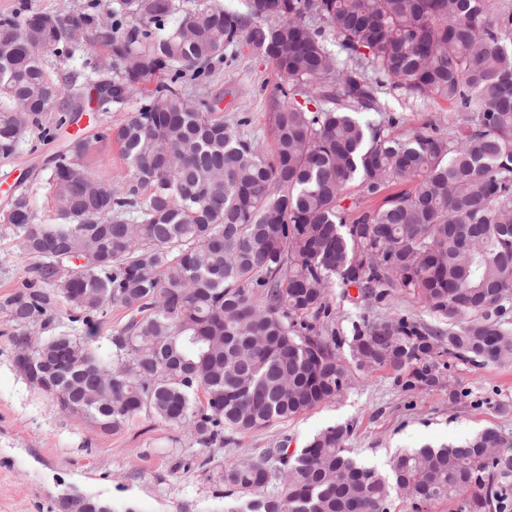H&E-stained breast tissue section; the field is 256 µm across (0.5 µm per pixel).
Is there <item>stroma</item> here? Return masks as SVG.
I'll return each mask as SVG.
<instances>
[{
  "label": "stroma",
  "mask_w": 512,
  "mask_h": 512,
  "mask_svg": "<svg viewBox=\"0 0 512 512\" xmlns=\"http://www.w3.org/2000/svg\"><path fill=\"white\" fill-rule=\"evenodd\" d=\"M102 61V53L93 50L70 58L50 53L44 57L46 71L60 83L74 73L95 76ZM282 82L274 63L241 39L225 49L224 61L216 65L209 84L189 80L182 92L191 99L214 101L226 126L268 149L269 114L279 101ZM378 97L385 111H365L361 117L376 124L397 117L389 129L394 136L432 124L444 131L458 115L439 99H409L386 88ZM66 135V130H58L56 140L49 142L31 127L12 155H0V173L21 179L34 223L56 221L51 159ZM22 240L21 230L0 223V512H57L58 500L67 495L99 500L112 512H236L246 497L226 496L219 472L283 445L301 448L320 430L342 423L353 426L347 445L354 456L382 471L398 452L460 440L486 427L497 428L505 450H512V363L477 367L453 362L452 379L467 392L455 402L444 385L405 391L390 370L355 373L335 399L210 449L211 464L204 470L190 463L192 456L205 451L185 431L141 416L117 433H102L88 420L60 413L54 398L30 383L14 364L12 337L17 327L6 301L21 287L31 262ZM330 302L333 316L328 326L340 336L350 335L353 324L402 315L429 328L448 326L446 318L400 291L378 300L361 297L354 287H335Z\"/></svg>",
  "instance_id": "stroma-1"
}]
</instances>
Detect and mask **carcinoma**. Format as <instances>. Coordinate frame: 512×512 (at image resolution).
I'll list each match as a JSON object with an SVG mask.
<instances>
[{
    "instance_id": "cac0c4a2",
    "label": "carcinoma",
    "mask_w": 512,
    "mask_h": 512,
    "mask_svg": "<svg viewBox=\"0 0 512 512\" xmlns=\"http://www.w3.org/2000/svg\"><path fill=\"white\" fill-rule=\"evenodd\" d=\"M122 2L123 16L146 22L123 38L116 13L92 4L53 19L122 50L112 55L117 80H101L110 88L103 111L129 95L137 108L115 130L74 135L56 156L51 185L62 223H32L24 194L0 212L36 259L7 301L21 327L15 355L32 359L28 380L60 412L91 418L105 434L144 416L222 448L336 397L353 366L388 369L413 391L449 378L452 360L512 362V329L501 320L512 299L511 10L493 0H248L246 22L202 0L162 34L172 0ZM43 16L0 18L2 155L47 112L59 113L58 130L79 120L80 92L64 108L48 96L59 87L43 56L70 58L80 45L49 36L42 52H30ZM327 30L348 63L328 50ZM241 37L289 81L270 113V153L232 132L204 98L180 110L183 79L209 82ZM130 52L141 59L133 79ZM156 75L163 81L146 88ZM387 85L457 106L464 125L398 138L354 115L381 111L376 87ZM110 140L128 161L115 185L85 163ZM89 179L102 197L90 194ZM398 184L410 188L390 192ZM122 209L140 221L112 220ZM336 285L378 299L399 288L448 319V333L401 316L355 324L348 339L323 336ZM60 298L81 313L86 335L28 336L29 323L52 324ZM112 306L130 319L106 337L103 358L95 318ZM345 344L349 361L339 353ZM351 433L349 424L329 426L297 451L278 448L218 478L254 493L279 482L247 512H390L394 491L416 509L462 498L463 512H512V454H491L504 445L494 427L399 453L386 473L350 455Z\"/></svg>"
}]
</instances>
